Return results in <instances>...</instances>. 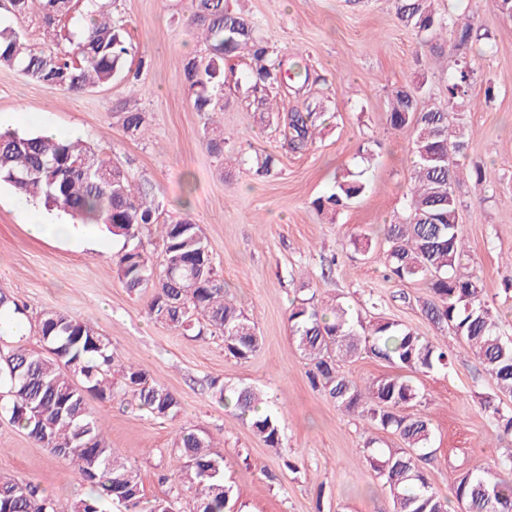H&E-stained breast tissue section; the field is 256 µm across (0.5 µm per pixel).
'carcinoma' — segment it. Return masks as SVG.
<instances>
[{
	"label": "carcinoma",
	"instance_id": "carcinoma-1",
	"mask_svg": "<svg viewBox=\"0 0 512 512\" xmlns=\"http://www.w3.org/2000/svg\"><path fill=\"white\" fill-rule=\"evenodd\" d=\"M88 21L69 38V50L35 53L9 25L0 26V66L12 67L30 80L76 94L112 84L123 70L126 32L112 23V3L85 0ZM395 15L420 37V46L442 36L461 50L474 38L469 22L440 14L434 0H392ZM75 0H6L4 14L24 17L34 10L68 16ZM190 25L201 30L205 52L181 60L188 93L198 112L224 111L226 62L249 60L248 82L254 93L272 86H288L284 60L255 33L253 25L228 5V0H197ZM473 69L464 60L448 77V107H421L422 85L399 88L391 96L387 122L396 130L416 132L406 216L383 225L387 276L417 282L428 289L422 313L437 329L450 330L480 360L493 379L496 395L512 397V341L502 339L497 317L484 299L482 281L465 266V243L458 223L455 194L457 157L465 148L458 106L465 105ZM317 112L291 111L285 137L294 151L312 142ZM146 113L129 110L122 127L131 139L142 136ZM210 152L224 153V132L204 129ZM277 166L272 154L256 156L254 173L271 174ZM16 194L57 209L74 220L103 226L129 243L149 224L159 223L153 196L123 167L81 143L36 133L0 136V183ZM366 191L362 173L345 171L336 177L334 191L317 197L312 206L334 213ZM161 261L154 264L136 247L124 250L117 274L130 291L151 289L150 318L182 334L201 337L210 332L224 341V353L246 362L259 350L261 337L244 309L228 297L224 278L214 265L208 241L188 217L162 224ZM292 339L305 360L313 387L324 391L336 407L357 414L366 424L395 435L400 448L366 443L367 460L393 502V512H448L449 499L430 484L425 466L436 459L433 429L416 407L422 403L414 373L445 370L448 344L434 343L394 321L377 319L363 324L349 307L332 300L318 305L306 299L292 305L288 315ZM39 332L48 354L21 344L0 348V415L24 429L34 442L76 470L95 495L74 501L70 512H100L111 499L127 512H176L185 493L192 495L193 512H231L232 489L224 483V458L213 450L205 434L184 427L177 431L176 467L169 491L145 501L138 468L126 463L105 440L102 424L87 399L131 395L140 409L156 419L174 421L180 402L165 385L151 380L132 362H121L112 343L93 326L60 309L45 310ZM363 356L381 359L406 375L386 376L359 385L340 370L339 363ZM215 396L231 404L240 419L275 448L281 441L278 420L261 410L260 392L252 387H215ZM485 411L512 432V412H503L488 396ZM503 477L480 464L467 468L451 488L460 512H512V452L501 462ZM0 512H58L55 501L38 486L0 476Z\"/></svg>",
	"mask_w": 512,
	"mask_h": 512
}]
</instances>
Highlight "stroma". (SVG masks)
<instances>
[{"mask_svg":"<svg viewBox=\"0 0 512 512\" xmlns=\"http://www.w3.org/2000/svg\"><path fill=\"white\" fill-rule=\"evenodd\" d=\"M287 65L309 72L299 91L270 89L278 108L257 106L245 77V59L224 84V109L195 111L179 61L204 45L188 19L192 0H119L113 18L129 34L127 77L75 95L36 83L0 66V114H18L19 132L41 124L77 133L151 188L163 219L190 216L207 237L218 270L262 338L256 354L239 362L221 339L178 333L147 314L149 291L128 290L116 271L122 247L102 227L101 246L81 249L26 230L18 195L0 184V291L23 309L20 335L0 342L40 352L39 315L61 308L94 326L122 357L166 385L181 402L178 422L151 417L132 396L89 397L105 438L139 468L147 498L164 495L165 473L177 426L206 433L224 458L234 512H392L388 491L364 454L370 437L361 417L345 414L313 389L308 367L290 337L292 301L341 298L353 314L402 323L418 335L443 337L421 312L423 285L384 276L382 228L402 219L413 161L411 132L387 124L395 89L423 86L424 105H446L448 76L457 57L445 40L420 47L419 36L396 17L390 0H229ZM442 12L469 15L477 36L467 52L477 69L472 107L462 115L473 137L460 157L455 185L463 216L461 235L484 297L499 313V332L512 340V18L496 0H436ZM81 10L60 20L36 11L14 26L34 51L67 48L69 32L84 24ZM319 106L314 139L292 151L282 134L288 112ZM146 112L150 133L129 139L124 108ZM224 131V154L203 141L207 119ZM278 160L268 177L253 172L256 154ZM363 173L368 187L330 215L314 198L330 193L343 170ZM486 181L476 185V171ZM371 246L358 249L355 237ZM447 369L417 375L422 413L433 427L436 459L430 483L449 494L460 465L480 461L497 470L512 451V434L499 431L483 409L495 385L481 362L456 337ZM226 388L255 386L282 428L268 447L233 407L215 397L212 381ZM39 485L58 512L91 496L92 489L25 431L0 415V476Z\"/></svg>","mask_w":512,"mask_h":512,"instance_id":"1","label":"stroma"}]
</instances>
